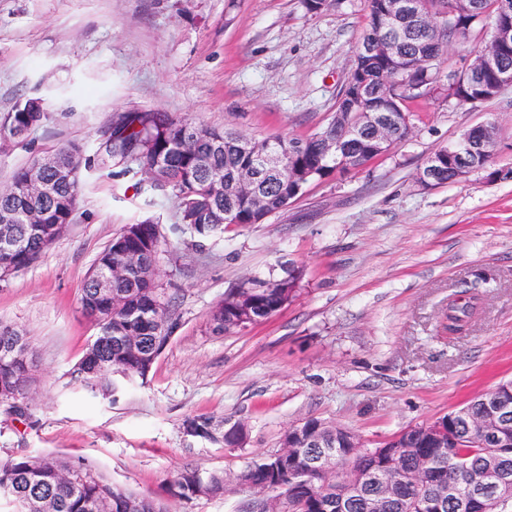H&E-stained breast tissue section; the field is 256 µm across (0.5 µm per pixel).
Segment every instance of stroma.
<instances>
[{"label": "stroma", "mask_w": 512, "mask_h": 512, "mask_svg": "<svg viewBox=\"0 0 512 512\" xmlns=\"http://www.w3.org/2000/svg\"><path fill=\"white\" fill-rule=\"evenodd\" d=\"M367 0L305 13L299 0H0V114L39 96L30 145L0 142V184L34 153L95 150L113 115L158 109L257 140L305 137L330 118L365 26ZM412 132L363 169L309 184L286 211L194 242L174 197L131 177L86 176L81 216L34 265L0 281V321L33 340L28 420L0 415V465L56 454L92 461L116 486L161 497L177 470L236 472L276 452L290 425L336 423L368 446L463 406L512 378V179L481 171L425 189L416 173L471 128H497L512 168V89L472 106L436 95L409 106ZM159 218L172 337L145 384L111 403L69 372L96 333L80 295L125 225ZM303 270L298 296L248 329L209 317L249 279ZM477 297L463 331L448 309ZM239 422L245 445L191 440L186 417ZM237 489L173 512H263Z\"/></svg>", "instance_id": "stroma-1"}]
</instances>
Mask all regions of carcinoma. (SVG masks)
<instances>
[{"label": "carcinoma", "mask_w": 512, "mask_h": 512, "mask_svg": "<svg viewBox=\"0 0 512 512\" xmlns=\"http://www.w3.org/2000/svg\"><path fill=\"white\" fill-rule=\"evenodd\" d=\"M416 13L404 19L396 35L398 49L407 59L396 88L388 86L391 60L355 54L353 65L336 96L341 121L358 125L360 137L350 141L343 167L325 155L323 146L336 132L331 118L304 138L256 140L232 130H217L168 112L154 110L121 112L102 132V143L91 153L80 142H68L54 150L58 164L41 166L42 154L17 168L10 186L0 195V275H13L29 268L59 239L61 228L73 223L84 191V174L112 171L118 166L126 174L138 167L150 188L168 192L178 202L176 230L199 238L224 231L226 224H261L288 207V199L306 184L339 173L364 168L380 154L372 141L369 112H404L406 103L438 89L459 104H478L492 99L495 80L487 72L466 83L450 80L452 72L428 65L424 58L445 54L448 42H475L492 30L512 24V0H476L475 13H453L454 0H402ZM392 0H368L362 40L379 34L378 19ZM36 97H25L10 112L0 115V132L35 129L46 117L36 108ZM495 142L496 126L486 123L434 155L441 161L439 184L462 181L461 167L487 170L493 150H471L472 140ZM271 148L279 156L277 166L261 175L258 192L244 195L231 185L233 174ZM39 176L44 191L33 194L28 183ZM165 235L160 224L145 219L126 225L98 256L84 282L81 304L96 328L97 347L86 348L70 372L71 380L95 398L112 401L117 391L110 372L96 364L125 373L130 381L147 379V362L162 354L175 328L170 322L171 298L159 288L158 259ZM302 271H288V278L255 277L247 282L248 303L259 324L291 302L301 282ZM108 282L112 295H98L100 282ZM476 304L468 301L448 311V332L462 330ZM240 301L230 293L211 311V332H230L240 321ZM29 337L11 324L0 322V403L29 399L33 366ZM498 397L509 407L512 430V380L499 382L484 395L461 407L468 416L480 418ZM459 411V412H461ZM459 412L443 416L448 438L434 443L419 426L401 431V468L393 471L388 457L354 453L336 441L344 429L309 418L305 426L329 443L327 448L310 445L288 428L281 446L289 447L284 461L273 455L253 460L235 476L203 472L185 467L167 483L170 500L221 496L235 484L262 492L277 485L288 497L294 512H326L324 504L336 503V489L348 490L343 512H373L371 501L377 485L390 481L395 494L385 499L380 512H435L430 502L444 498L442 512H512V433L508 443H495L462 427ZM219 423L206 415L189 416L182 428L199 438L216 440L210 428ZM427 457L431 470L415 479L417 460ZM10 489L15 512H170L162 499L121 489L85 458L48 454L33 459L25 454L0 466V498Z\"/></svg>", "instance_id": "obj_1"}]
</instances>
